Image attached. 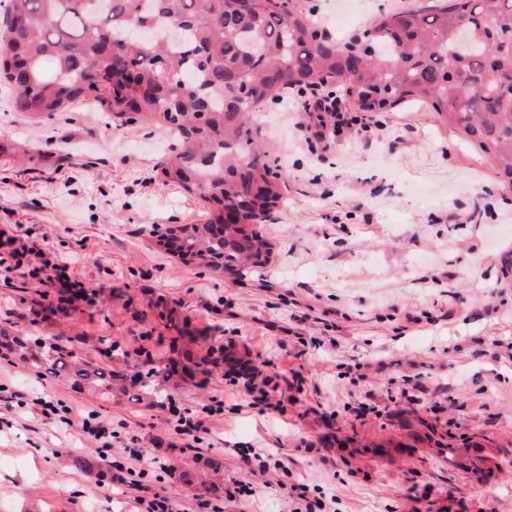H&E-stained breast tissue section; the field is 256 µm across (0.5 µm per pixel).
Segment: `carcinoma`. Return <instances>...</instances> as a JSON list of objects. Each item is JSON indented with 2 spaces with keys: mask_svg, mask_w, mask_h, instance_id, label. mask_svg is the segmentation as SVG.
<instances>
[{
  "mask_svg": "<svg viewBox=\"0 0 512 512\" xmlns=\"http://www.w3.org/2000/svg\"><path fill=\"white\" fill-rule=\"evenodd\" d=\"M310 0H0V81L16 111L51 116L92 101L124 130L139 121L174 134L161 164L201 202V222L153 234L183 264L243 278L272 244L257 225L284 202L285 178L257 145L252 112L289 88L334 86L356 112L417 103L456 125L512 190V0H411L380 14L362 36L319 30ZM173 357L147 355L133 381L88 356L92 343L29 336L0 319V357L30 362L40 378L110 400L159 403L165 386L228 366L256 378L262 366L206 329L175 326ZM205 344L187 357L184 347Z\"/></svg>",
  "mask_w": 512,
  "mask_h": 512,
  "instance_id": "obj_1",
  "label": "carcinoma"
}]
</instances>
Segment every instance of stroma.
<instances>
[{
  "label": "stroma",
  "instance_id": "35a3bbf8",
  "mask_svg": "<svg viewBox=\"0 0 512 512\" xmlns=\"http://www.w3.org/2000/svg\"><path fill=\"white\" fill-rule=\"evenodd\" d=\"M316 2L347 39L408 0ZM13 95L0 85V227L66 262L87 296L33 323L30 308L60 288L0 271V317L35 336L109 337L121 369L166 358L167 309L264 364L282 406L213 373L169 392L171 407L216 410L189 442L171 407L106 402L0 359V512H135L139 450L160 464L146 485L183 512H289L300 484L335 512H512V192L454 125L409 107L317 143L302 130L311 114L259 110L288 202L260 226L271 261L242 285L155 249L156 228L201 210L162 181V129L111 130L92 102L37 120L12 110ZM453 210L478 220L449 223ZM90 411L118 433L102 454L75 429ZM241 448L279 449L284 466L246 470ZM77 455L96 468L73 467ZM193 456L220 465L222 490L204 497L182 481L176 463ZM103 458L126 468L127 495ZM239 481L254 504L230 500Z\"/></svg>",
  "mask_w": 512,
  "mask_h": 512
}]
</instances>
